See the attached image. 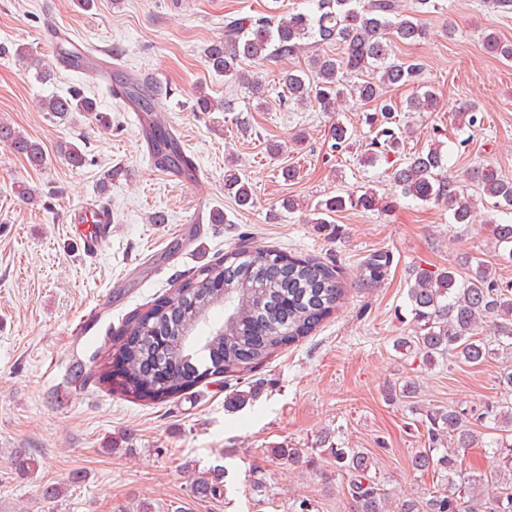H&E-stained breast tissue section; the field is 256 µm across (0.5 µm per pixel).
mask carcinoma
I'll return each mask as SVG.
<instances>
[{"label":"carcinoma","instance_id":"cac0c4a2","mask_svg":"<svg viewBox=\"0 0 512 512\" xmlns=\"http://www.w3.org/2000/svg\"><path fill=\"white\" fill-rule=\"evenodd\" d=\"M307 12L281 15L259 14L224 19V38L209 44L205 61L211 73L226 81L241 82L259 92L261 83L249 77L240 65L247 59L292 57L302 41L338 45L337 55L317 54L308 70H289L282 76L283 98L296 105L311 104L322 112L337 111L338 102L352 98L375 106L380 116L376 135L362 161L370 166L397 154L401 139L392 127L393 104L384 99L383 89L417 82L422 65L415 60L392 57L391 42H416L426 38L422 16L436 7V0H414L412 12L403 13L398 0H312ZM484 50L512 60V42L489 33ZM372 72L373 77L353 84L346 75ZM112 93L121 94L136 111L145 113L144 133L155 165L190 174L191 163L176 136L153 118L154 102L163 94L159 85L140 82L116 70L109 76ZM440 102L426 90L407 101L410 112H434ZM42 110L65 121L74 114L98 111L97 102L74 88L65 95L42 100ZM200 112L234 111L231 101H215L204 88L196 91ZM332 148L348 146V130L340 123L330 129ZM0 143L24 155L30 165L41 167L47 157L42 147L23 133L0 122ZM448 155L441 146L411 154L391 166L388 177L402 196L422 203H448L455 224H468L472 198L442 176ZM482 192L493 207L512 213V180L486 165L476 171ZM224 190L238 206L255 205L248 181L230 166L224 171ZM396 200L373 189L348 192L319 201L314 224L328 223V216L347 208L388 213ZM491 233L496 245L512 257V224L494 223ZM345 299V284L339 269L315 258L290 255L276 249L235 248L224 257L206 263L178 286L152 304L131 315L118 332L115 358L99 381L116 385L122 393L149 403L166 402L196 387L209 377L245 374L268 360L278 350L308 337ZM415 336L399 337L396 346L413 342L429 359L455 357L466 363H483L492 354L491 342L482 336L489 331L495 341L512 349V285H504L483 264L470 276L458 280L453 267L429 271L418 269L408 288ZM492 421L512 424V401L488 403L481 412L465 408L425 411L421 420L428 447L414 455L413 470L425 474L448 472V490L427 497L406 499L398 512H512V481L503 483L490 476L498 495L478 500L473 493L476 479L462 472L467 449L476 435L471 425ZM498 462L512 471V442L502 437L495 442ZM336 473L349 477L352 512H382L386 499L383 485L371 475L373 462L366 453L352 448H325ZM277 460L290 465L310 466L314 458L304 448L284 445L270 449ZM193 494L220 501L224 496V467L203 472L186 466Z\"/></svg>","mask_w":512,"mask_h":512}]
</instances>
